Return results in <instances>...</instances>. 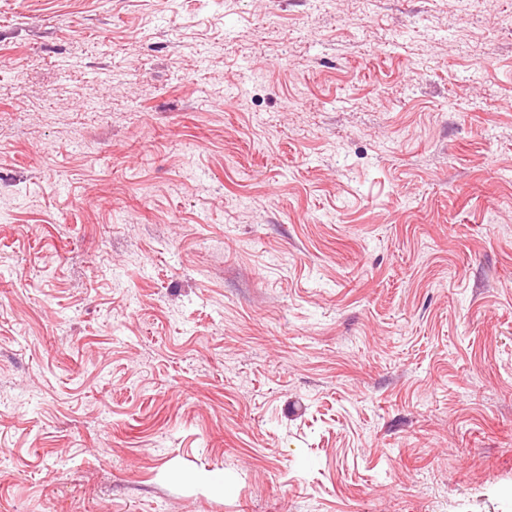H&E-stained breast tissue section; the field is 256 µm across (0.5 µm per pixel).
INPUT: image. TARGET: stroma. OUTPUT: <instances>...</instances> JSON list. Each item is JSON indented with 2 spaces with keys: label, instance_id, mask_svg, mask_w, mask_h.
Masks as SVG:
<instances>
[{
  "label": "stroma",
  "instance_id": "35a3bbf8",
  "mask_svg": "<svg viewBox=\"0 0 512 512\" xmlns=\"http://www.w3.org/2000/svg\"><path fill=\"white\" fill-rule=\"evenodd\" d=\"M0 512H512V0H0Z\"/></svg>",
  "mask_w": 512,
  "mask_h": 512
}]
</instances>
